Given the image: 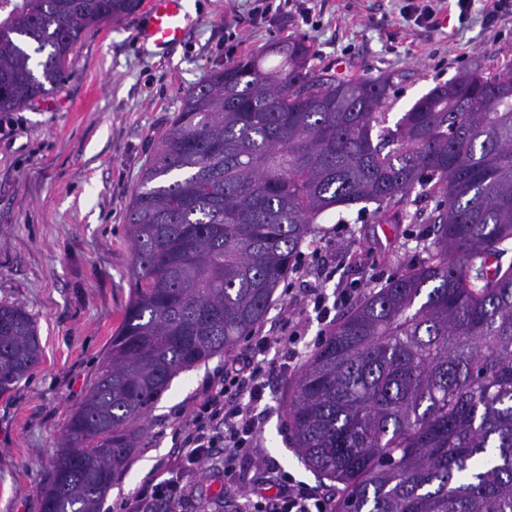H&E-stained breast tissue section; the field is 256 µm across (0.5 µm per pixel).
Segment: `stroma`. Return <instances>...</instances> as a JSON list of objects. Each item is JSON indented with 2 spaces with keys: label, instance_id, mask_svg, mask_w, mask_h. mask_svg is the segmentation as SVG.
<instances>
[{
  "label": "stroma",
  "instance_id": "obj_1",
  "mask_svg": "<svg viewBox=\"0 0 512 512\" xmlns=\"http://www.w3.org/2000/svg\"><path fill=\"white\" fill-rule=\"evenodd\" d=\"M291 18L260 14L258 0H185L182 43L157 56L140 41L145 12L90 29L76 45L60 87L42 100L0 114V300L23 303L35 317L43 360L11 396L0 398V512H40V489L70 408L92 383L130 294L126 209L154 138L184 96L212 70L263 46L297 39L311 45V67L339 76H393L388 125L435 85L481 67L512 65V0L487 20L482 0L461 14L437 0L428 21L404 15L410 0H292ZM317 252H304L288 285L295 300L310 290L346 286L366 293L418 264L424 228L384 224L372 211L331 213L320 222ZM335 269L324 281L323 268ZM325 338L307 321L290 370L273 368L258 438L259 461L225 475L209 461L189 480L190 497L160 512H240L241 488L273 465L313 489L321 481L290 444L282 405L288 386ZM215 357L175 377L151 413L130 466L114 481L100 512L132 500L148 476L177 454L174 430L206 380ZM230 487L232 504L213 497Z\"/></svg>",
  "mask_w": 512,
  "mask_h": 512
}]
</instances>
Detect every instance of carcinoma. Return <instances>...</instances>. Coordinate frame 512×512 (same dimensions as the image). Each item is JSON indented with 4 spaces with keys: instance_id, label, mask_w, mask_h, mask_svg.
Masks as SVG:
<instances>
[{
    "instance_id": "cac0c4a2",
    "label": "carcinoma",
    "mask_w": 512,
    "mask_h": 512,
    "mask_svg": "<svg viewBox=\"0 0 512 512\" xmlns=\"http://www.w3.org/2000/svg\"><path fill=\"white\" fill-rule=\"evenodd\" d=\"M143 0H0V113L63 80L89 28ZM274 43L190 90L131 194L130 300L57 442L41 512H100L173 377L265 320L318 220L374 204L427 225L425 261L336 318L284 405L333 512H512V66L461 71L386 125L391 77ZM435 198L407 210L410 195ZM42 360L0 301V397Z\"/></svg>"
}]
</instances>
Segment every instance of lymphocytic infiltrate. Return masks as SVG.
<instances>
[{"mask_svg": "<svg viewBox=\"0 0 512 512\" xmlns=\"http://www.w3.org/2000/svg\"><path fill=\"white\" fill-rule=\"evenodd\" d=\"M300 316V310L289 308L284 316L289 336L258 337L253 353L236 356L215 380L209 381L199 402L178 423V461L167 469L164 479L145 480L132 501L122 502L123 512H155L159 503L178 500L190 472L202 469L213 458L215 449H223L224 471L228 474L233 471V458L256 449L263 417L261 404L268 388L269 365L261 354L278 349L281 367H288L295 358L293 344ZM250 493L256 497L260 512H329L328 499L274 471Z\"/></svg>", "mask_w": 512, "mask_h": 512, "instance_id": "1", "label": "lymphocytic infiltrate"}]
</instances>
